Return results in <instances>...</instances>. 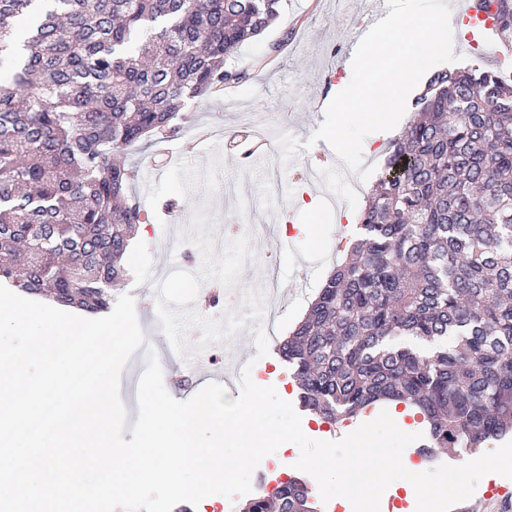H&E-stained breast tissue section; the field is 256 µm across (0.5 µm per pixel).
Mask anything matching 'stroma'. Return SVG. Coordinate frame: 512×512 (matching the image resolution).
I'll return each mask as SVG.
<instances>
[{
	"label": "stroma",
	"instance_id": "35a3bbf8",
	"mask_svg": "<svg viewBox=\"0 0 512 512\" xmlns=\"http://www.w3.org/2000/svg\"><path fill=\"white\" fill-rule=\"evenodd\" d=\"M369 0H350L349 15H342L337 0H280L279 16L262 35L243 43L231 63L247 70V79L224 88L202 104H189L185 112L194 118V128L223 126L225 133L257 127L263 130L270 146L265 171L249 170V195L239 198L233 208L223 207L222 187L228 157L207 153L205 146L187 150L184 137L142 145L129 150L125 161L134 170L131 192L141 209L146 236H135L134 246L125 264L128 278L112 290L113 297L132 295L137 316L145 334V348L156 354L172 352L156 313L158 285L178 269L196 272L202 266L199 251L189 253L177 245L162 249V242L179 228L189 227L196 209H206L213 222L211 235L216 250H223L229 237V224H260L263 213H270L275 223H291L292 229L280 237V280L288 282L295 258L310 261L313 273L304 295L289 300L279 312L274 325L276 340H283L302 319L310 301L324 282V270L337 261L336 231L341 212L360 213L365 205V189L375 183L384 159L379 152L391 138L379 132L373 143L378 154L364 161L371 174L362 181L363 193L354 195L347 184H339L336 196L339 209L328 207L322 194L303 186L305 167L318 155V148L301 151L291 163H284L278 133L287 132L307 141L324 120V112L349 77L342 70L335 77L327 71L336 64V49L345 47L353 21L362 19ZM154 177L144 178L146 169ZM278 171L283 182L284 201L274 205L264 197L267 174ZM260 370L251 374L259 385L275 386L279 396L296 402L298 386L276 349L260 358Z\"/></svg>",
	"mask_w": 512,
	"mask_h": 512
}]
</instances>
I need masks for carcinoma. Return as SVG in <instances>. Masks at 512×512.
<instances>
[{
  "instance_id": "obj_1",
  "label": "carcinoma",
  "mask_w": 512,
  "mask_h": 512,
  "mask_svg": "<svg viewBox=\"0 0 512 512\" xmlns=\"http://www.w3.org/2000/svg\"><path fill=\"white\" fill-rule=\"evenodd\" d=\"M512 31V0H495ZM279 0H0V282L108 310L140 223L114 153L187 120L246 72L226 67ZM343 261L279 344L303 408L334 423L403 404L426 448L512 434V80L433 72ZM456 343L425 354L399 341ZM293 477L248 512H312Z\"/></svg>"
}]
</instances>
